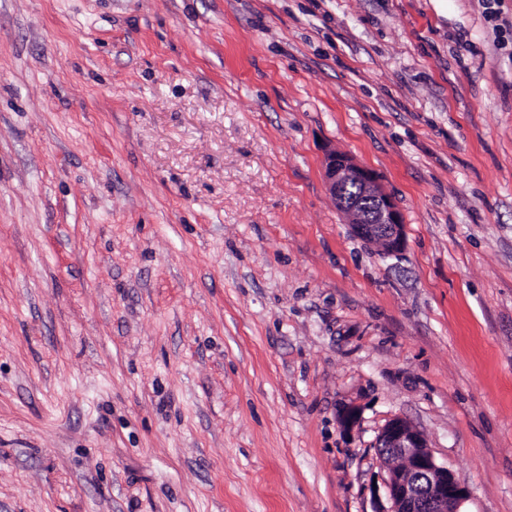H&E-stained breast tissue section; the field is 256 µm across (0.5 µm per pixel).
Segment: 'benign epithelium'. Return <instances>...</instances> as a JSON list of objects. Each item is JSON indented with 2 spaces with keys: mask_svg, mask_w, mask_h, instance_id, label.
Wrapping results in <instances>:
<instances>
[{
  "mask_svg": "<svg viewBox=\"0 0 512 512\" xmlns=\"http://www.w3.org/2000/svg\"><path fill=\"white\" fill-rule=\"evenodd\" d=\"M325 177L355 237L377 242L390 254L403 250V216L374 171L331 150L325 157ZM359 419L360 408L354 403L342 406L337 414L346 433ZM374 447L387 464L384 488L391 504L387 512H459L468 488L450 468L436 461L425 436L405 419H389L378 432Z\"/></svg>",
  "mask_w": 512,
  "mask_h": 512,
  "instance_id": "obj_1",
  "label": "benign epithelium"
}]
</instances>
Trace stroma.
Returning <instances> with one entry per match:
<instances>
[{
    "mask_svg": "<svg viewBox=\"0 0 512 512\" xmlns=\"http://www.w3.org/2000/svg\"><path fill=\"white\" fill-rule=\"evenodd\" d=\"M395 416L512 512V0H0V512H375ZM325 177L337 206L348 218L351 233L360 239L380 243L387 253L403 250V216L394 198L381 184L380 177L352 157L329 151L325 157ZM354 184L357 195L348 198L346 189ZM373 204V217L363 216L360 206Z\"/></svg>",
    "mask_w": 512,
    "mask_h": 512,
    "instance_id": "1",
    "label": "stroma"
}]
</instances>
